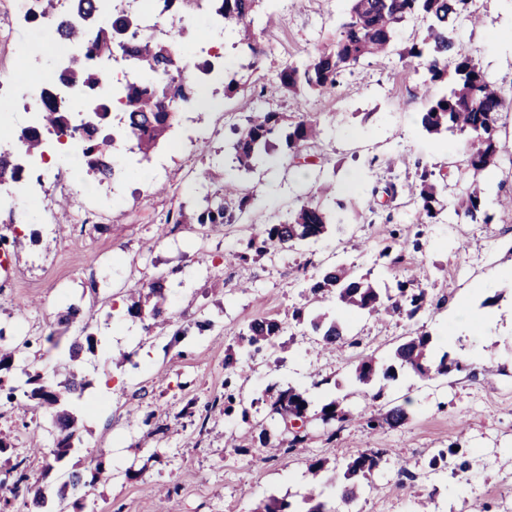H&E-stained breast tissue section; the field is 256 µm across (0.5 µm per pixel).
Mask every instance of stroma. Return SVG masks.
I'll list each match as a JSON object with an SVG mask.
<instances>
[{"label":"stroma","mask_w":512,"mask_h":512,"mask_svg":"<svg viewBox=\"0 0 512 512\" xmlns=\"http://www.w3.org/2000/svg\"><path fill=\"white\" fill-rule=\"evenodd\" d=\"M12 0H0V71L19 85L32 76L17 58V48L40 42L43 53L31 60L40 71L66 61L53 36L38 31L24 16H11ZM281 12L279 25L260 33L278 52L266 54L259 75L268 76L285 61H299L335 40L346 0H268ZM482 22H461L458 40L472 49L487 76L512 102V0H472ZM424 65L398 56L362 61L339 86L322 96L270 100L272 109L296 118L310 116L324 127L311 147L314 164L301 179L284 149L265 156L249 172L237 170L229 139L231 124L243 119L242 97L216 89V107L183 111L168 137L149 158L134 141L115 147L119 172L111 183H97L79 157L68 164L83 186L82 195L56 180V143L46 145L49 163L29 162L25 180L37 214L26 227L13 222L12 200L0 196V244L12 253L15 275L0 280V331L32 343L30 360L44 373L68 358V347L82 328L97 338L94 353L79 363L86 387L74 405L81 419L80 443L64 461L48 455L57 431L43 412L18 418L0 400V465L27 459L32 480L58 489L71 469H85L101 458L109 481L98 483L85 503L67 500L68 512H253L269 496L300 501L310 490L313 460H348L358 451L383 448L387 454L351 505L337 497L342 472L322 474L318 501L328 512H512V210L489 204L490 223H421L407 195L417 171L440 170L459 157L460 135L432 137L419 124L418 90ZM502 160L485 176L490 196H512V113L499 132ZM253 192L256 201L236 223L214 229L170 224L168 211L199 209L204 197L218 193L221 181ZM323 182L335 183L345 204L340 219L317 241L282 245L247 261L230 260L259 235L270 216L287 217ZM396 184L398 195L384 209L371 210L373 188ZM69 196L67 212L50 208ZM400 235L405 247L392 243ZM341 264L369 274L379 288H395L410 278L428 291L425 308L414 318L362 316L347 319L343 344L325 350L309 328L293 327L275 347L241 354L234 381L246 415L225 416L217 408L224 397V359L237 347L248 325L276 318L289 323L294 309L337 316L334 303L313 300L306 288L320 267ZM162 281L170 304L164 328L132 317L130 290ZM501 290L500 307L484 306ZM76 305L78 319L58 328L57 313ZM480 311L478 327L458 322L459 306ZM210 321L201 332L196 321ZM60 330L58 348L45 338ZM429 332L438 351L449 352L459 369L422 380L403 373L377 399L355 395L348 375L362 355L388 357L393 348L419 331ZM495 371L485 383L486 368ZM295 385L311 405L307 437L291 445L278 424L267 386ZM341 402L347 419L325 425L320 408ZM403 406L408 418L394 429L370 430L367 417ZM290 447L269 456L255 429ZM39 441L42 454L30 452ZM456 447L448 467L431 472L439 450ZM468 459L467 478L452 471Z\"/></svg>","instance_id":"obj_1"}]
</instances>
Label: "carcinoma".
<instances>
[{
  "label": "carcinoma",
  "mask_w": 512,
  "mask_h": 512,
  "mask_svg": "<svg viewBox=\"0 0 512 512\" xmlns=\"http://www.w3.org/2000/svg\"><path fill=\"white\" fill-rule=\"evenodd\" d=\"M82 24L68 27L59 35L66 47L78 45L80 53L72 54L64 68L42 88L38 99L43 108V127L27 126L13 141L19 143L23 153L31 155L43 145V132L53 135L66 133L71 125L73 108L70 100L61 96L57 85L76 89L95 98L93 112L96 122L85 131L81 154L85 158L87 174L102 184L113 180L118 168L114 156V140L102 134L111 118L112 98L104 95L99 70L95 62L109 59L115 54L124 56L139 72L140 77L115 90L122 100V116L128 134L134 138L143 156L152 153L174 126L182 108L193 104L197 82L182 77L185 56L194 57V68L207 81H220L224 94L242 92L256 99L259 108L244 117L243 122L232 125V149L235 162L244 169H251L256 158L267 152L273 140L282 137L292 161L309 163L308 149L320 135L319 123L312 118L288 119V115L264 106V101L277 96L299 97L331 91L340 79L362 61L383 58L393 53L402 61L416 60L425 63L428 78L422 94L423 111L420 113L422 129L429 135L448 133L465 138L463 159L456 166L459 178H468L467 188L455 206L460 220L471 223H488L486 212V186L483 174L498 165L500 146L498 132L507 108L505 98L497 84L490 80L477 63L473 52L457 40L455 23L477 17L470 11L472 0H349V9L340 25L336 40L317 48L302 61H288L259 85L251 86L234 76L222 73L215 64L194 55L193 46L181 41L188 17L203 16L213 23V29L224 34V42L231 43L238 69H258L265 49L256 38L255 30L270 26L273 16H263L265 0H156L158 14L163 18L159 34L136 37V12L126 4L113 15L112 24L104 26L98 19V0H77ZM56 11V0H34V7L26 20H46ZM422 20L426 34L400 45L399 30L409 20ZM446 83L450 88L441 97L429 95V85ZM24 168L12 155L0 154V183H18L23 180ZM448 185L438 181L436 173L423 169L407 185L409 196L418 204L421 219L436 223L441 214L440 197ZM253 194L238 185H224L219 199L204 198V205L188 217L178 208L173 214L175 224H200L212 227L235 223L241 214L250 209ZM330 213L321 200L311 197L301 202L288 219L265 225L262 236L249 240L248 247L258 256L269 252L274 244L308 243L323 235L331 223ZM314 299L336 301L349 313L378 317L382 313L416 316L425 306L427 292L411 279L399 280L396 288L382 290L367 276H356L344 266L326 267L319 271L309 285ZM167 296L160 282L150 284L147 291L132 298L128 312L139 318L153 321L165 312ZM292 320L297 324L309 322L324 346H335L346 340L345 324L337 319L318 315L306 319L304 310L296 309ZM284 332L276 320H256L241 337L243 349L258 352L271 345ZM97 339L93 333L84 339L75 338L69 346V363L60 368L63 380L50 384L42 382L36 371L22 369L27 389L17 396L19 388H4L9 402L17 408L28 410V401L35 400L53 420L58 432L54 447L49 449L55 461L66 458L73 448V438L79 426V415L73 407V396L84 389L85 382L75 368V362L85 350L93 351ZM30 342L0 346V370L10 369L18 362H27ZM458 366L448 353L436 352L433 338L423 332L399 344L385 359L374 355L360 358L353 371L356 392L379 398L386 383L394 381L398 372H413L424 378L444 375ZM227 376L224 380V415L235 413L236 396L230 387L232 375L237 373V359L230 352L224 359ZM272 409L282 421H306L309 401L299 389L290 386L280 391ZM323 423L342 420L340 401L333 399L320 410ZM408 419L404 407L393 406L378 417L365 420L367 428H395ZM384 451L364 450L345 464V483L339 487L340 501L348 505L357 499L361 486L358 477L366 478L379 466ZM7 474L12 484L0 491V512H12V500L25 492L34 496L33 502L43 508L47 496L30 483L26 459L13 464ZM110 478L101 460H96L91 480L74 469L58 488V500L63 503L70 497L78 500L92 494L99 482Z\"/></svg>",
  "instance_id": "carcinoma-1"
}]
</instances>
